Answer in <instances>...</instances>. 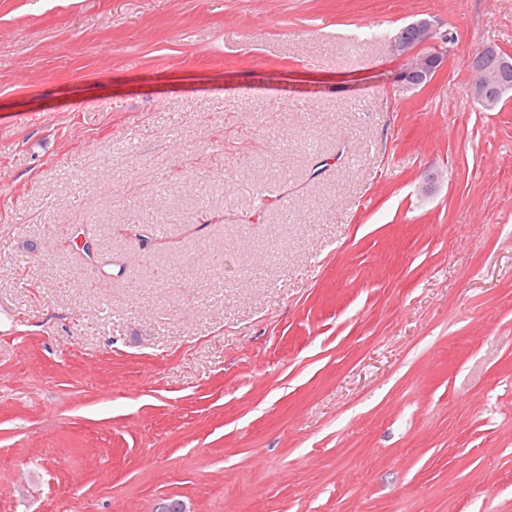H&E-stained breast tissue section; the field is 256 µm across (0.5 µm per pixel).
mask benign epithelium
<instances>
[{
    "mask_svg": "<svg viewBox=\"0 0 512 512\" xmlns=\"http://www.w3.org/2000/svg\"><path fill=\"white\" fill-rule=\"evenodd\" d=\"M418 43L411 44L402 37L392 42L393 53L403 60L400 79L413 87H424L432 82L445 63V54L439 47L440 38L433 22L420 18L409 24ZM481 57L470 85L472 99L484 109L492 111L506 91L504 75L512 70V55L493 46L478 51Z\"/></svg>",
    "mask_w": 512,
    "mask_h": 512,
    "instance_id": "obj_1",
    "label": "benign epithelium"
}]
</instances>
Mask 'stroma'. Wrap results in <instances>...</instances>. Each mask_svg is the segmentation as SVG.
I'll list each match as a JSON object with an SVG mask.
<instances>
[{
	"label": "stroma",
	"instance_id": "stroma-1",
	"mask_svg": "<svg viewBox=\"0 0 512 512\" xmlns=\"http://www.w3.org/2000/svg\"><path fill=\"white\" fill-rule=\"evenodd\" d=\"M489 44L512 0H0V512H512ZM415 31L418 43L411 44L400 36L392 42L393 53L404 62L400 79L413 87H424L432 82L445 63V54L439 47L440 39L433 22L420 18L406 26ZM477 52L481 60L473 70L470 95L484 109L492 111L509 87L502 83L504 75L512 68V55L493 46L484 47Z\"/></svg>",
	"mask_w": 512,
	"mask_h": 512
}]
</instances>
